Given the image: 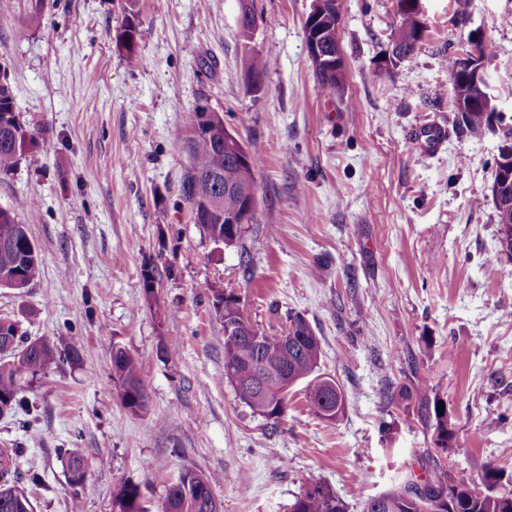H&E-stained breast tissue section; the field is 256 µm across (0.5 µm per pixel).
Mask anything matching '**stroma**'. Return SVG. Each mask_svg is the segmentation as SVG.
Masks as SVG:
<instances>
[{
  "instance_id": "1",
  "label": "stroma",
  "mask_w": 512,
  "mask_h": 512,
  "mask_svg": "<svg viewBox=\"0 0 512 512\" xmlns=\"http://www.w3.org/2000/svg\"><path fill=\"white\" fill-rule=\"evenodd\" d=\"M253 7L249 38L239 0H0V66L36 135L0 172V207L30 199L17 219L42 259L28 288H0V316L78 352L26 382L28 430L0 416V448L23 449L19 472L44 476L22 485L34 512H112L125 484L162 512L184 468L219 475L220 512H289L315 483L362 512L436 462L464 477L490 463L512 473V255L490 192L512 128V0H422V49L393 64L396 0H344L340 95L314 76L311 0ZM132 8L143 29L135 66L116 40ZM471 37L495 47V132L455 126L444 56ZM256 54L257 89L247 77ZM200 105L223 113L261 160L245 266L208 240L182 198ZM424 124L447 129L431 154L411 142ZM225 290L267 335L289 313L306 319L320 373L345 391L338 419L318 418L299 384L279 421L237 398L213 307ZM113 343L142 362L139 414L112 378ZM417 377L447 399L464 454L436 448L416 406L385 409L382 387ZM62 448L81 449L83 485L69 483Z\"/></svg>"
}]
</instances>
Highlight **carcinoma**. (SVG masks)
I'll return each instance as SVG.
<instances>
[{
  "label": "carcinoma",
  "instance_id": "1",
  "mask_svg": "<svg viewBox=\"0 0 512 512\" xmlns=\"http://www.w3.org/2000/svg\"><path fill=\"white\" fill-rule=\"evenodd\" d=\"M342 0H330L329 14L322 28L323 42L336 46L341 22ZM416 21L407 9L399 13L393 40L401 48V59L414 58L421 49L415 43ZM141 38L142 30L136 11H129L117 39L122 41L129 64L138 63L137 49L128 44L129 32ZM444 62L452 81L453 99L464 104L456 113V125L472 134H479L492 126L480 92L465 78L458 66L456 54L450 53ZM318 83L325 89L343 93L345 88L336 82L333 71L313 65ZM213 120L201 122L203 113L191 115V138L186 144L191 157L190 167L182 182L183 200L193 208L202 209L215 198L224 197L230 188L240 197L257 193L255 172L260 159L250 153L240 134L224 125V114L211 112ZM36 144L34 134L20 122L10 83L0 78V172L8 171ZM506 209L497 210L498 224L503 228L502 250L512 253V192L502 197ZM203 228L213 244L245 249L244 240L249 227L241 224H205ZM41 260L26 227L18 223L16 209L0 208V288L22 290L40 275ZM215 310L224 321V380L234 389L238 399L267 419L280 420L288 410L287 386L304 384L306 400L316 414L336 407V415L345 410L346 400L337 382L317 372L321 358L318 337L300 315H288V335L282 344L278 339H265L256 346L246 339L245 328L253 326L245 315L240 299L234 292L215 296ZM76 357L71 347L46 341L29 340L20 332L17 322L0 318V416L24 413L21 396L22 380L52 368H60ZM112 377L120 386L122 404L134 413L146 407V391L141 379V362L119 346L111 347ZM433 389L422 380L414 387L395 389L390 385L381 391L386 407L399 408L415 401L421 419L434 421V442L442 451L459 454L464 448L452 444L453 434L448 430V412H439V395L429 397ZM59 454L67 469L72 486L83 481L74 479V471L84 466L80 451L61 448ZM18 448H0V512H33L25 492L15 485L18 480ZM480 481L487 494L479 499L469 486ZM218 477L200 470L183 469L167 491L164 512H212L209 501ZM116 512H148L141 501L137 487L123 486L114 496ZM290 512H347L345 503L328 485L316 484L296 497ZM363 512H512V475L488 464L477 479L456 475L447 466L437 462L421 485L408 480L364 502Z\"/></svg>",
  "mask_w": 512,
  "mask_h": 512
}]
</instances>
